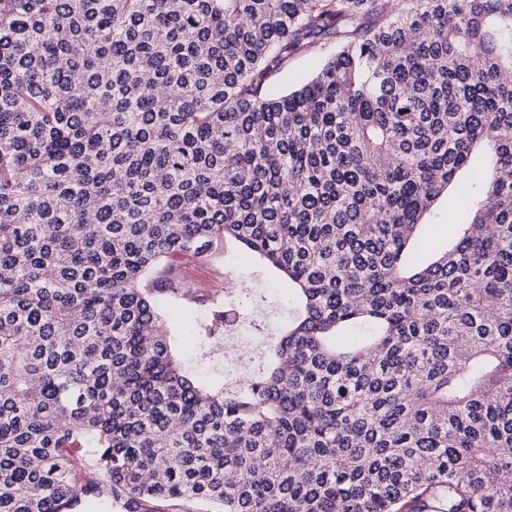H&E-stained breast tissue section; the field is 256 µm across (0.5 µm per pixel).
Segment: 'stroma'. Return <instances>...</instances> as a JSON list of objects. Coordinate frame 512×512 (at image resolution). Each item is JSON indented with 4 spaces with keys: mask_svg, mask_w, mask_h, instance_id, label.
Returning a JSON list of instances; mask_svg holds the SVG:
<instances>
[{
    "mask_svg": "<svg viewBox=\"0 0 512 512\" xmlns=\"http://www.w3.org/2000/svg\"><path fill=\"white\" fill-rule=\"evenodd\" d=\"M477 188L467 180H459L439 203L436 222L428 233L427 253L437 254L453 234L456 224L468 219L467 202ZM177 272L189 275L197 292L196 299H181L169 294H159L160 312L180 356L196 366L198 378L208 385H221L247 377L252 371L255 356L264 347L263 337L257 336L253 326H246L243 337L248 342L251 355L241 356L231 362L223 345L212 348L208 359H201L200 351L191 338L196 322L207 317L216 291L230 286L246 292H263L276 297L275 304L262 311V318L270 324L288 320V287L273 277H260L252 265L246 264L237 249L223 247L206 258H180L172 263Z\"/></svg>",
    "mask_w": 512,
    "mask_h": 512,
    "instance_id": "35a3bbf8",
    "label": "stroma"
}]
</instances>
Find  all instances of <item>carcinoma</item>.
<instances>
[{
    "label": "carcinoma",
    "mask_w": 512,
    "mask_h": 512,
    "mask_svg": "<svg viewBox=\"0 0 512 512\" xmlns=\"http://www.w3.org/2000/svg\"><path fill=\"white\" fill-rule=\"evenodd\" d=\"M506 74L512 0H0V512H512ZM226 243L295 314L212 392L145 279ZM318 68V61L309 54L297 56L289 65L288 70L272 78L278 90L296 86L312 76ZM478 191V187L468 183L461 177L459 181L448 190V196H444L439 203L435 222L429 233L427 241V256L437 254L448 242L454 230V223H464L468 220L466 208L469 198ZM449 223V224H448Z\"/></svg>",
    "instance_id": "carcinoma-1"
}]
</instances>
